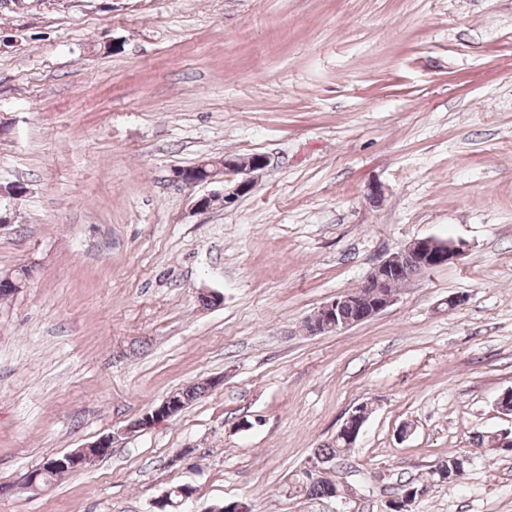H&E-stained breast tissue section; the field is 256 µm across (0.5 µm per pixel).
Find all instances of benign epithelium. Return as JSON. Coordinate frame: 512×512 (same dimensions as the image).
I'll list each match as a JSON object with an SVG mask.
<instances>
[{"label":"benign epithelium","mask_w":512,"mask_h":512,"mask_svg":"<svg viewBox=\"0 0 512 512\" xmlns=\"http://www.w3.org/2000/svg\"><path fill=\"white\" fill-rule=\"evenodd\" d=\"M268 166V159L264 155H237L233 158L224 157L217 160H202L192 166V170L182 174L173 173V181L194 185L200 183H220L221 189L204 194L196 199L194 207L199 211H207L213 208L215 199L223 201V206L228 208L236 204L240 198L247 195L253 188L254 174ZM464 255L461 245L452 240L440 244L435 237L414 238L391 253L385 259L374 265L366 277V288L373 294L374 301L370 311L363 316L368 320L387 308L397 300L395 291L390 289L392 275L401 269L413 268L422 275L428 271L455 263ZM348 295L345 292L320 305L309 316L312 335L324 333H338L350 327L347 321L336 320V308L347 302ZM178 405L170 398L153 409L150 416L146 417L147 425H154L175 412ZM368 408L363 405L355 406L344 419L340 429V436L354 441L359 436L368 418ZM112 450V439L103 437L97 441L64 453L54 463V468L64 469L69 473H77L86 469L97 460V455L108 453ZM332 466V461L323 456L313 455L307 464L300 470L302 482L314 484L318 482L325 472ZM429 485L424 484L417 488L409 489L405 494L392 499L389 502V512H410V508L420 500L428 491Z\"/></svg>","instance_id":"7a95c632"}]
</instances>
